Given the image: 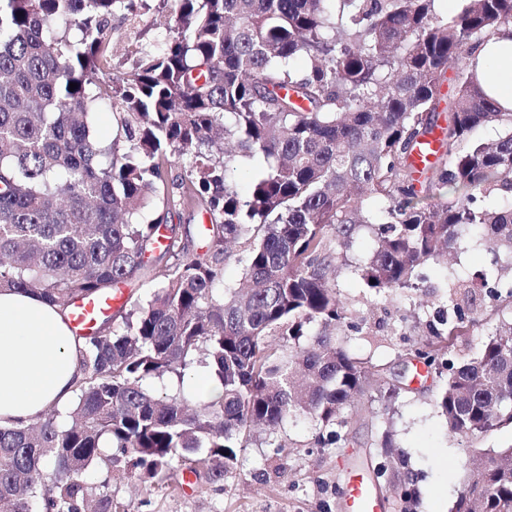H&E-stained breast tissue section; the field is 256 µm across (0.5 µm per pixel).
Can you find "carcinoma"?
I'll return each mask as SVG.
<instances>
[{
  "label": "carcinoma",
  "mask_w": 512,
  "mask_h": 512,
  "mask_svg": "<svg viewBox=\"0 0 512 512\" xmlns=\"http://www.w3.org/2000/svg\"><path fill=\"white\" fill-rule=\"evenodd\" d=\"M143 2L0 0V290L68 312L132 287L83 338L71 404L0 426V512H112L111 477L85 479L105 443L156 483L176 461L215 483L257 426L304 418L313 446L340 440L343 409L377 374L334 334L348 319L338 248L363 227L377 247L359 271L377 293L418 288L464 232L487 230V248L511 259L453 282L448 316L410 354L448 371L437 404L462 446L512 426V320L467 363L447 359L479 323L476 289L512 300V203H478L512 194V115L470 72L442 93L448 68L512 24V0H464L452 16L436 0H171L172 39L107 82L112 17ZM102 103L108 142L91 124ZM489 124L504 134L473 141ZM436 131L440 151L419 171L412 154ZM240 160L262 161L245 193L228 178ZM367 196L385 203L377 219ZM184 210L209 223H168ZM244 240L243 277L226 288ZM196 362L220 398L184 393ZM165 375L181 389L150 392ZM381 448L376 478L407 512L405 453L389 433ZM468 463L454 512H512V445Z\"/></svg>",
  "instance_id": "cac0c4a2"
}]
</instances>
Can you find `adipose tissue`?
Instances as JSON below:
<instances>
[{
  "label": "adipose tissue",
  "mask_w": 512,
  "mask_h": 512,
  "mask_svg": "<svg viewBox=\"0 0 512 512\" xmlns=\"http://www.w3.org/2000/svg\"><path fill=\"white\" fill-rule=\"evenodd\" d=\"M470 67L499 111L512 113V25L485 38ZM82 348L59 307L28 292L0 291V426L66 406L81 375Z\"/></svg>",
  "instance_id": "ef3b65f1"
}]
</instances>
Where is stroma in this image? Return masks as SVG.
<instances>
[{
    "mask_svg": "<svg viewBox=\"0 0 512 512\" xmlns=\"http://www.w3.org/2000/svg\"><path fill=\"white\" fill-rule=\"evenodd\" d=\"M147 2L134 17L113 18L126 37L113 49L105 80L130 72L140 49L162 46L169 38L167 9L161 0ZM375 245L372 231L361 229L337 259L336 284L348 300L352 320L351 326L337 330L338 340L354 357L384 370L383 385L368 388L344 408L346 439L315 448L310 424L289 423L274 435L262 433L244 442L236 466L217 484L191 480L180 465L158 484L141 481L126 461L109 468L100 464L86 478L95 484L109 479L113 512H343L341 494L351 460L359 459L364 469L374 470L387 431L406 452L417 476L414 512H451L461 482L470 475L462 465L468 451L449 434L436 404L444 378L417 373L409 348L447 300L453 277L494 269L496 258L481 235L472 232L461 238L448 266L422 268L419 291L377 295L355 272ZM474 305L484 319L472 336L456 342L452 358L458 365L477 355L499 321L512 318V307L487 299L484 293H477Z\"/></svg>",
    "mask_w": 512,
    "mask_h": 512,
    "instance_id": "stroma-1",
    "label": "stroma"
}]
</instances>
